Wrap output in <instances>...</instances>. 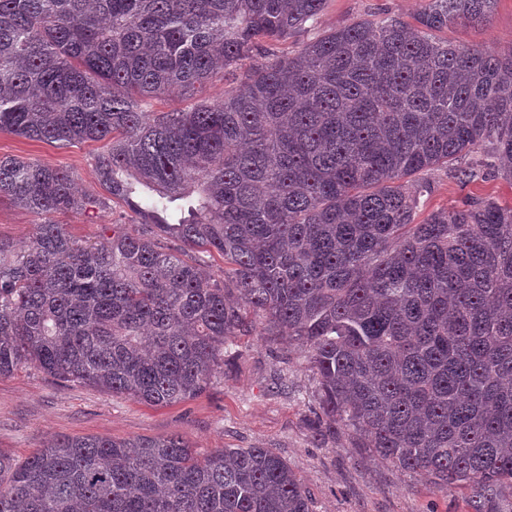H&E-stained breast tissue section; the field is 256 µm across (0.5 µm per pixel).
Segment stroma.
Here are the masks:
<instances>
[{"label": "stroma", "mask_w": 512, "mask_h": 512, "mask_svg": "<svg viewBox=\"0 0 512 512\" xmlns=\"http://www.w3.org/2000/svg\"><path fill=\"white\" fill-rule=\"evenodd\" d=\"M428 0H326L324 29L395 17L407 22ZM447 37L499 52H512V0H498L485 26L452 27ZM102 143L58 146L0 132V155L36 160L68 170L84 190L97 189L95 158ZM428 179L432 190L421 214L493 197L512 205V182L489 178L461 183L445 171ZM123 213L118 205L57 215L82 244L110 238ZM237 358L200 396L149 406L77 383L61 382L33 365L0 377V452L24 460L43 442L61 436L114 439L178 436L199 454L216 448H269L285 459L310 495L313 512H467L468 488L441 492L423 475L354 448L347 431L325 442L313 439L307 421L315 378L300 344L263 336L236 339Z\"/></svg>", "instance_id": "35a3bbf8"}]
</instances>
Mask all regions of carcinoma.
Returning <instances> with one entry per match:
<instances>
[{"label": "carcinoma", "mask_w": 512, "mask_h": 512, "mask_svg": "<svg viewBox=\"0 0 512 512\" xmlns=\"http://www.w3.org/2000/svg\"><path fill=\"white\" fill-rule=\"evenodd\" d=\"M325 2L0 0V131L105 142L107 192L0 156V199L45 217L110 200L141 226L82 245L47 219L0 242V376L30 363L172 405L260 326L304 346L314 439L345 427L355 448L469 487L470 512H503L512 206L415 222L429 171L512 181V55L436 36L489 22L497 0L321 32ZM300 31L312 37L278 51ZM244 64L221 98L148 110ZM215 252L222 280L203 271ZM0 512H310V498L267 448L58 437L22 462L0 452Z\"/></svg>", "instance_id": "cac0c4a2"}]
</instances>
